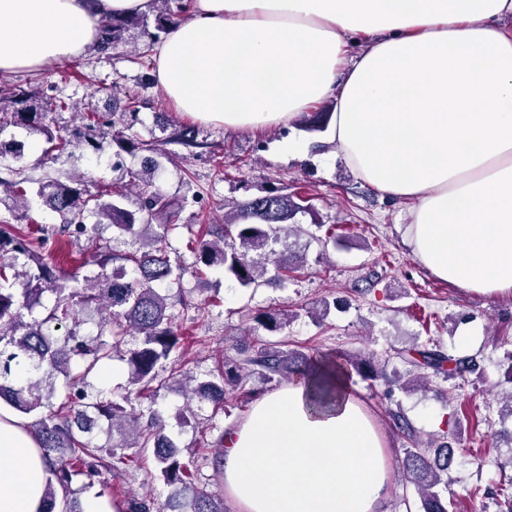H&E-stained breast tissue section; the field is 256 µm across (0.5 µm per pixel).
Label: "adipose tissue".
<instances>
[{
  "label": "adipose tissue",
  "mask_w": 512,
  "mask_h": 512,
  "mask_svg": "<svg viewBox=\"0 0 512 512\" xmlns=\"http://www.w3.org/2000/svg\"><path fill=\"white\" fill-rule=\"evenodd\" d=\"M154 0H0V74L84 55L100 19ZM512 0H194L155 47L164 98L194 120L269 129L334 98L335 154L409 202L404 241L433 277L512 294ZM315 412L303 381L224 436L237 512H377L385 444L354 386ZM42 450L0 407V512H41Z\"/></svg>",
  "instance_id": "adipose-tissue-1"
}]
</instances>
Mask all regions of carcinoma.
I'll list each match as a JSON object with an SVG mask.
<instances>
[{
  "mask_svg": "<svg viewBox=\"0 0 512 512\" xmlns=\"http://www.w3.org/2000/svg\"><path fill=\"white\" fill-rule=\"evenodd\" d=\"M159 2L162 8L154 18L156 39L174 16L187 13L190 7L188 0ZM145 24L142 15L107 18L96 50L109 53L128 29ZM2 96L20 98L28 105L20 112H1L0 130L9 125L24 126L42 134L56 157L78 160L74 153L77 134L63 135L43 123L45 113L69 108L65 100L33 101L25 88L10 83H0ZM83 119V140L88 142L100 126V115L89 107ZM197 136L195 129L182 127L171 138L187 148H201L203 143ZM112 141L118 150L111 167L119 170L124 168L122 154L134 155L155 147L125 136L122 130L112 133ZM5 170L12 175L9 184L15 223L0 224V406L21 415H38L35 437L44 452L47 473L42 512H56L58 487L67 495L62 512H82L70 498L73 482L92 484L105 472L132 467L135 456L128 453L132 448L153 449L159 476L173 491L162 501L133 498L125 512H224V499L195 486L182 449L165 433L161 415L153 410L143 424L126 410V404L141 398L144 389L154 382L162 388L172 382L181 386L187 399L222 410L226 395L233 391L249 399L261 395L260 388L245 389L246 380L252 376L263 385L302 378L310 382L308 399L312 409L322 412L336 407V380L349 378L354 371L382 381L391 392L395 386L407 389L423 384L429 370L449 377H463L475 370L473 359H455L435 344H414L398 352L412 367L403 376L344 352L307 354L279 340L238 348L236 355L224 356L215 371L168 372L167 361L178 354L184 337L166 290L185 274L200 278L206 269L235 280L243 288L288 279V273L304 263L303 257L288 245L282 251L274 245L283 235L294 232L289 221L306 210L299 197L273 189L236 203L232 216L224 217V223L211 225L206 235L188 240L186 248L194 256L188 264L180 255H172L168 234L179 228L175 221L191 202L185 196L169 197L153 190L154 172L149 164L139 171L126 170L130 182L138 186L137 199L132 203L124 185H95L88 175L63 181L59 177L34 179L8 164ZM32 184L38 185L36 196L48 210L62 217V224L35 229L22 224ZM90 216L97 217V221L87 223ZM108 226L132 235L141 247L124 254L113 252L101 235ZM154 226L160 231L151 235L149 229ZM65 235L84 238L91 263L103 269L110 265L112 273L101 274L89 288L74 287L86 263L66 273L42 257V250ZM38 308L47 315L36 317ZM299 316L290 309L260 310L254 321L267 332L280 334ZM67 321L71 326L66 334L55 336L51 324ZM133 331L140 340L125 352L131 389L117 400L109 390L89 388L88 373L111 360L112 352ZM102 417L112 435L118 437L117 442L105 447L89 437ZM394 419L412 442V447L405 449L402 467L419 495L421 512H448V502L440 490V486H448L444 479L448 473L447 442L440 437L422 446L406 419L397 414Z\"/></svg>",
  "mask_w": 512,
  "mask_h": 512,
  "instance_id": "carcinoma-1",
  "label": "carcinoma"
}]
</instances>
